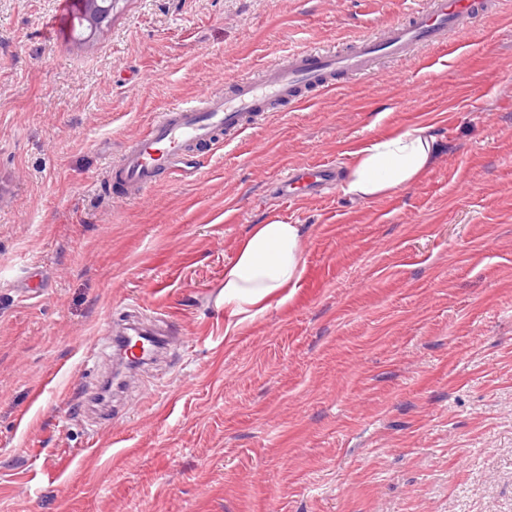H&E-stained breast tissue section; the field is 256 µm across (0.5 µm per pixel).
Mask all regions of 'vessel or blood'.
Wrapping results in <instances>:
<instances>
[{"instance_id": "b4317fda", "label": "vessel or blood", "mask_w": 512, "mask_h": 512, "mask_svg": "<svg viewBox=\"0 0 512 512\" xmlns=\"http://www.w3.org/2000/svg\"><path fill=\"white\" fill-rule=\"evenodd\" d=\"M492 10V0H424L408 19L376 34L347 40L343 48L292 50L255 77L225 81L223 90L169 104L142 129L112 167L123 196L135 199L167 176L194 170L195 155L216 135L232 141L270 113L301 103L305 92L325 93L346 79L372 75L382 58L401 59L419 47L444 42ZM336 184V165L318 161L291 170L276 185L279 198L319 197Z\"/></svg>"}]
</instances>
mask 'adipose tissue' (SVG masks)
I'll return each mask as SVG.
<instances>
[{"label":"adipose tissue","mask_w":512,"mask_h":512,"mask_svg":"<svg viewBox=\"0 0 512 512\" xmlns=\"http://www.w3.org/2000/svg\"><path fill=\"white\" fill-rule=\"evenodd\" d=\"M440 143L431 125L418 123L370 138L343 173L344 195L376 201L407 188L434 163ZM305 228L272 220L253 225L224 267V311L232 326L255 319L291 297L305 274Z\"/></svg>","instance_id":"1"}]
</instances>
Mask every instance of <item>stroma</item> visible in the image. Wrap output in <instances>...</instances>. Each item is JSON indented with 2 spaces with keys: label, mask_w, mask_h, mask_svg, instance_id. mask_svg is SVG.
Masks as SVG:
<instances>
[{
  "label": "stroma",
  "mask_w": 512,
  "mask_h": 512,
  "mask_svg": "<svg viewBox=\"0 0 512 512\" xmlns=\"http://www.w3.org/2000/svg\"><path fill=\"white\" fill-rule=\"evenodd\" d=\"M419 0H0V512H512V0L440 47L273 113L192 175L108 180L153 114ZM432 125L413 186L281 202L287 169L346 168ZM304 225L293 296L228 329L252 225ZM182 339L89 421L125 309ZM119 0H85L86 5L81 22L94 35L101 32L109 25L112 18V11Z\"/></svg>",
  "instance_id": "35a3bbf8"
}]
</instances>
